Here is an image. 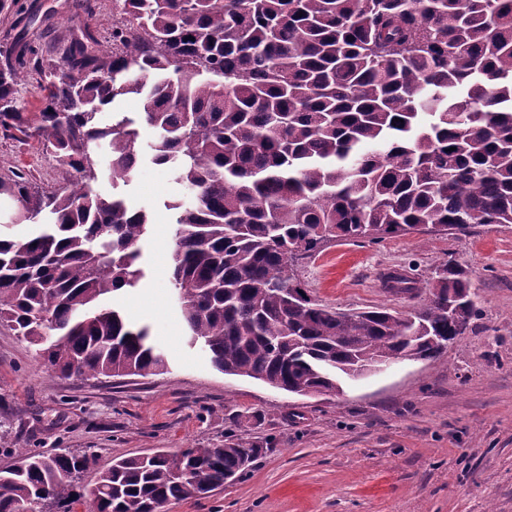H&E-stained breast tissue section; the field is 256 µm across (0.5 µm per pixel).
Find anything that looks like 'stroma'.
Returning <instances> with one entry per match:
<instances>
[{"mask_svg":"<svg viewBox=\"0 0 512 512\" xmlns=\"http://www.w3.org/2000/svg\"><path fill=\"white\" fill-rule=\"evenodd\" d=\"M97 3L88 16L71 11L70 0H18L0 16V46L18 33L33 52L59 59L65 35L89 26L109 36L112 2ZM155 138L140 126L132 181L116 186L103 174L95 188L150 215L145 276L116 301L149 327L168 368L148 377H63L0 321V466L13 463L20 446L86 453L94 464L80 485L88 489L116 457L231 442L257 449L251 471L162 512H512V224L336 240L299 260L301 286L314 300L340 312L405 313L418 299L385 288V274L424 279L452 258L468 271L480 312L438 359L344 380L339 395L292 396L225 374L205 350L187 345L169 282L167 204L190 194L151 162ZM0 163L36 187L60 180L50 148L33 140L0 132Z\"/></svg>","mask_w":512,"mask_h":512,"instance_id":"stroma-1","label":"stroma"}]
</instances>
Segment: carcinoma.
I'll return each mask as SVG.
<instances>
[{
    "instance_id": "1",
    "label": "carcinoma",
    "mask_w": 512,
    "mask_h": 512,
    "mask_svg": "<svg viewBox=\"0 0 512 512\" xmlns=\"http://www.w3.org/2000/svg\"><path fill=\"white\" fill-rule=\"evenodd\" d=\"M112 51L85 28L63 66L16 40L0 50V130L53 148L62 182L29 191L0 166V196L36 231L0 235V321L44 346L63 375L147 377L167 369L147 327L105 302L144 276L146 212L93 187L127 183L138 130L97 115L135 95L151 161L192 192L173 202L170 282L187 323L226 374L291 394L338 389L379 360L438 358L479 308L455 260L406 314L337 312L301 292L293 267L336 238L512 224V0H113ZM31 71L44 104L24 112ZM298 297L288 301V294ZM237 444L118 457L89 512H159L246 475ZM92 457L23 448L0 467V512H72Z\"/></svg>"
}]
</instances>
